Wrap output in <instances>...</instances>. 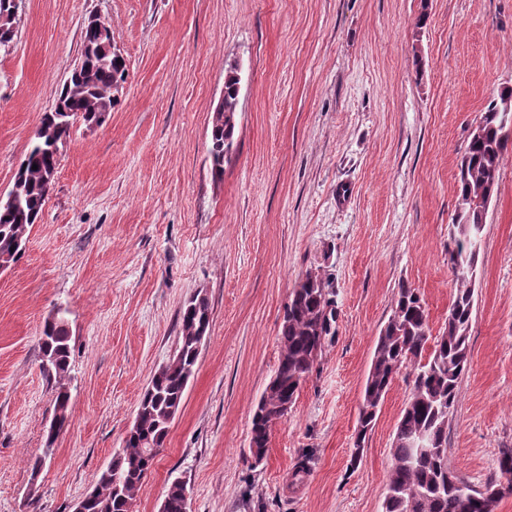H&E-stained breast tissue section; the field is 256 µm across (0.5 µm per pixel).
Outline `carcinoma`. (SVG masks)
I'll return each mask as SVG.
<instances>
[{
	"label": "carcinoma",
	"mask_w": 512,
	"mask_h": 512,
	"mask_svg": "<svg viewBox=\"0 0 512 512\" xmlns=\"http://www.w3.org/2000/svg\"><path fill=\"white\" fill-rule=\"evenodd\" d=\"M81 67L72 71L61 87L53 111L42 115L35 142L22 161L15 183L17 198L0 204V261L16 263L22 256L26 236L43 216L53 186L61 151L70 138L73 120L93 122L105 109L118 104L113 88L127 69L114 61L105 41L93 30L81 34ZM237 71L230 67L224 78V112L213 117L211 127L212 173L224 174V150L233 145L237 123ZM512 105V89L491 102L469 135L458 167V204L453 218L452 246L448 264L455 278V295L448 322L441 335L430 338L428 312L415 289L401 283L395 309L377 337L367 375L358 429L352 452L357 461L362 443L372 430L379 402L395 376L412 371V388L397 423L391 449L392 465L384 495L383 512H496L498 500L486 497L499 480H489L479 489L459 478L446 455L448 416L457 405L458 385L469 361V330L474 307L473 275L481 246V233L505 153L512 147V123L504 110ZM37 169H32V165ZM332 285L322 276H306L293 288L280 326V357L273 378L257 402L251 421L250 451L262 459L274 421L288 416L301 384L312 373L335 334L336 308ZM210 327L206 298L194 297L180 310V336L174 356L153 375L140 399L136 424L126 434L127 447L112 457V470L120 475L112 484L105 472L97 476V493L87 512H127L168 436L169 419L183 407L185 390L199 358L198 338ZM70 336L60 316L48 319L40 338V350L48 371L58 379L69 369ZM70 395L58 385L55 416L68 422ZM426 435L432 447L418 448ZM165 512H184L182 486L172 481L164 495Z\"/></svg>",
	"instance_id": "carcinoma-1"
}]
</instances>
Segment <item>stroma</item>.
<instances>
[{"mask_svg":"<svg viewBox=\"0 0 512 512\" xmlns=\"http://www.w3.org/2000/svg\"><path fill=\"white\" fill-rule=\"evenodd\" d=\"M95 15L127 63L121 101L99 126L75 120L43 217L0 273V512H74L199 293L209 333L134 512H158L177 477L191 512H382L412 382L396 376L355 462L364 383L399 284L432 336L448 321L457 164L512 88V0H20L0 51V192ZM233 63L237 127L217 180L210 132ZM311 270L333 283L335 334L257 463L252 410ZM58 310L70 402L52 439L39 344ZM469 347L447 454L479 487L512 448V151L482 231Z\"/></svg>","mask_w":512,"mask_h":512,"instance_id":"1","label":"stroma"}]
</instances>
